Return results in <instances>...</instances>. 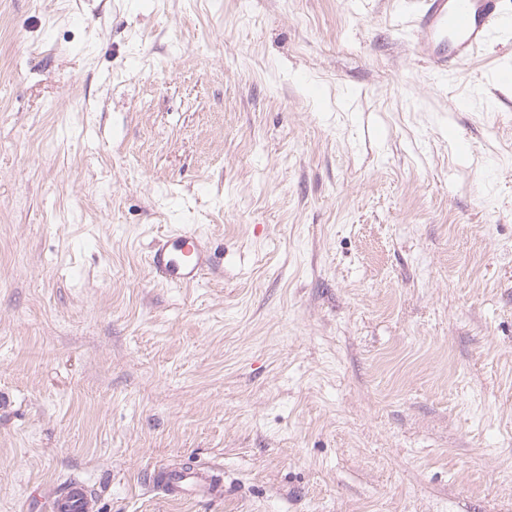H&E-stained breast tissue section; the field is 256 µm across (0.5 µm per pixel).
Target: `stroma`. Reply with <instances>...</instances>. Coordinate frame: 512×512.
<instances>
[{"label":"stroma","instance_id":"35a3bbf8","mask_svg":"<svg viewBox=\"0 0 512 512\" xmlns=\"http://www.w3.org/2000/svg\"><path fill=\"white\" fill-rule=\"evenodd\" d=\"M412 8L0 0V512H512V31ZM502 0H419L414 26V54L438 73L473 58L502 30L512 27V13ZM211 259L201 239L191 232L158 237L148 254L151 271L175 286L198 283L210 269ZM221 469L215 465L197 466L192 472L167 468L150 477L152 489L170 501L187 497L214 499L223 496L222 481H217ZM53 512H94L95 500L90 489L81 481L72 479L52 499Z\"/></svg>","mask_w":512,"mask_h":512}]
</instances>
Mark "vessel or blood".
Listing matches in <instances>:
<instances>
[{
  "label": "vessel or blood",
  "mask_w": 512,
  "mask_h": 512,
  "mask_svg": "<svg viewBox=\"0 0 512 512\" xmlns=\"http://www.w3.org/2000/svg\"><path fill=\"white\" fill-rule=\"evenodd\" d=\"M414 26V54L438 73L457 68L473 58L500 31L512 28V13L503 11L502 0H419ZM154 273L175 286L198 283L211 265L201 239L191 232L158 237L149 254ZM217 466H199L186 473L165 469L150 477L153 490L171 501L188 497H222ZM52 512H94L90 489L73 479L51 501Z\"/></svg>",
  "instance_id": "obj_1"
}]
</instances>
